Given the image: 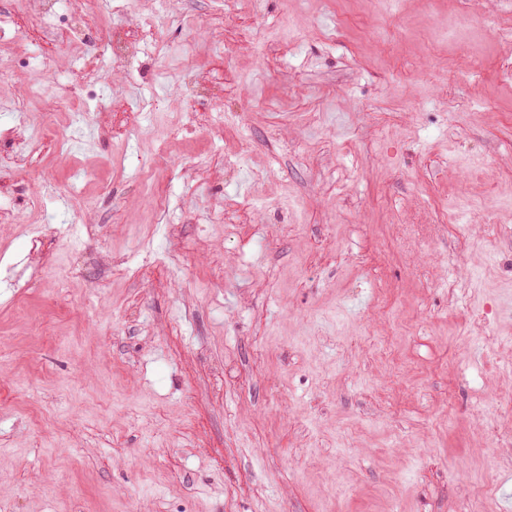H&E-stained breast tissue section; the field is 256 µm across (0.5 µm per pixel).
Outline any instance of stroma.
I'll return each instance as SVG.
<instances>
[{"instance_id": "1", "label": "stroma", "mask_w": 512, "mask_h": 512, "mask_svg": "<svg viewBox=\"0 0 512 512\" xmlns=\"http://www.w3.org/2000/svg\"><path fill=\"white\" fill-rule=\"evenodd\" d=\"M143 12L156 46L93 88L104 22L0 38V512H502L512 0ZM57 90L69 151L17 153Z\"/></svg>"}]
</instances>
